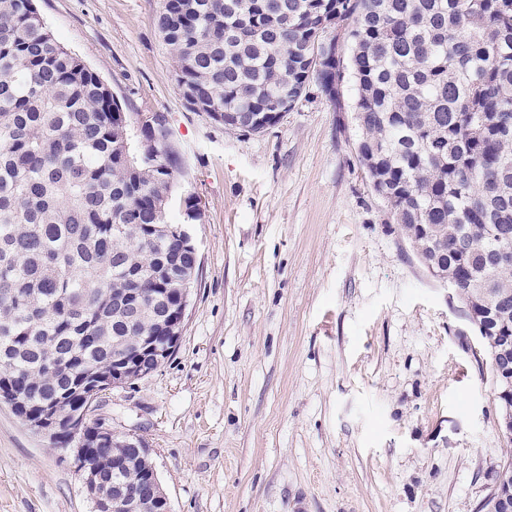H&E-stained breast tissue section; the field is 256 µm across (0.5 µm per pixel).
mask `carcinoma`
<instances>
[{
  "label": "carcinoma",
  "mask_w": 512,
  "mask_h": 512,
  "mask_svg": "<svg viewBox=\"0 0 512 512\" xmlns=\"http://www.w3.org/2000/svg\"><path fill=\"white\" fill-rule=\"evenodd\" d=\"M157 25L196 112L248 116L310 82L334 111L354 87L357 157L421 261L484 311L489 355L512 347V0H163ZM332 33L330 56L312 67ZM59 43L34 0H0V404L56 399L57 442L84 406L74 390L116 350L159 336L156 301L194 257L169 127L140 126ZM132 224L133 238L112 236ZM131 290L145 308L120 304Z\"/></svg>",
  "instance_id": "carcinoma-1"
}]
</instances>
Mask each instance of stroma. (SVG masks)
I'll return each mask as SVG.
<instances>
[{
	"label": "stroma",
	"instance_id": "1",
	"mask_svg": "<svg viewBox=\"0 0 512 512\" xmlns=\"http://www.w3.org/2000/svg\"><path fill=\"white\" fill-rule=\"evenodd\" d=\"M131 119L167 116L200 266L180 342L98 412L142 437L173 512H484L512 445L486 351L317 83L264 132L191 109L162 0H35ZM0 512H94L70 457L0 406Z\"/></svg>",
	"mask_w": 512,
	"mask_h": 512
}]
</instances>
